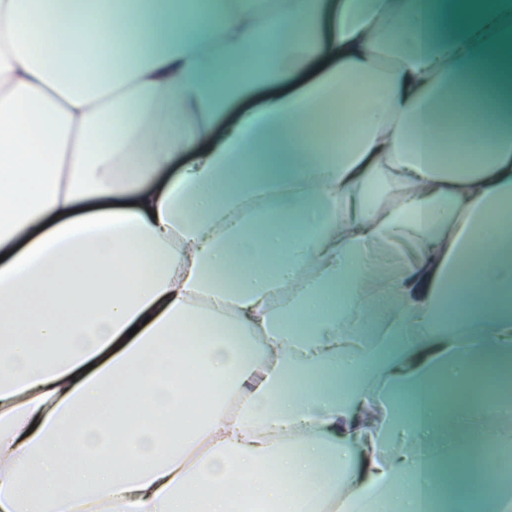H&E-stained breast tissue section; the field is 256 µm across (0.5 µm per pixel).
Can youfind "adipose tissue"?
I'll list each match as a JSON object with an SVG mask.
<instances>
[{
    "label": "adipose tissue",
    "mask_w": 512,
    "mask_h": 512,
    "mask_svg": "<svg viewBox=\"0 0 512 512\" xmlns=\"http://www.w3.org/2000/svg\"><path fill=\"white\" fill-rule=\"evenodd\" d=\"M458 86L512 101V0H0V512H501L512 113Z\"/></svg>",
    "instance_id": "obj_1"
}]
</instances>
